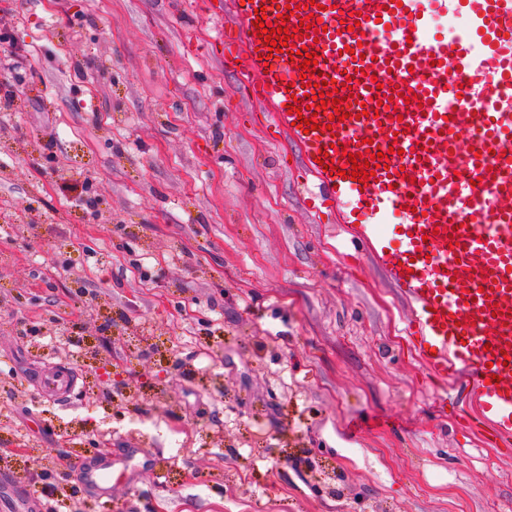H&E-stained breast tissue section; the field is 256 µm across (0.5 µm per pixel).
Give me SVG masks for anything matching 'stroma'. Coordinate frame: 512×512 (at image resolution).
Wrapping results in <instances>:
<instances>
[{
	"instance_id": "35a3bbf8",
	"label": "stroma",
	"mask_w": 512,
	"mask_h": 512,
	"mask_svg": "<svg viewBox=\"0 0 512 512\" xmlns=\"http://www.w3.org/2000/svg\"><path fill=\"white\" fill-rule=\"evenodd\" d=\"M200 2L0 0V512H512ZM75 466L81 468L88 480L94 485H109L112 482V457L98 460L93 464L80 461Z\"/></svg>"
}]
</instances>
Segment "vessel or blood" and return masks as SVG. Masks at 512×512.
Returning a JSON list of instances; mask_svg holds the SVG:
<instances>
[{"label":"vessel or blood","instance_id":"1","mask_svg":"<svg viewBox=\"0 0 512 512\" xmlns=\"http://www.w3.org/2000/svg\"><path fill=\"white\" fill-rule=\"evenodd\" d=\"M306 2L233 0L224 61L274 133L299 147L314 198L336 208L403 288L426 368L470 386L477 412L467 428L512 438V98L500 92L512 83V0H316L326 30L302 40L318 60L310 89L298 84L302 56L269 54L254 27L261 7L268 20L298 27L287 8ZM451 8L465 16V36L433 34L435 17ZM452 70L467 81L461 90L447 87ZM349 75L344 122L330 108L317 130L293 126L287 105L305 109L318 83L337 88ZM407 91L416 101L405 102ZM369 139L389 152L387 166L367 182L348 179L349 154L365 152ZM323 154L338 173L317 164ZM395 213L400 229L385 237L380 226ZM80 467L92 484H111V459Z\"/></svg>","mask_w":512,"mask_h":512}]
</instances>
